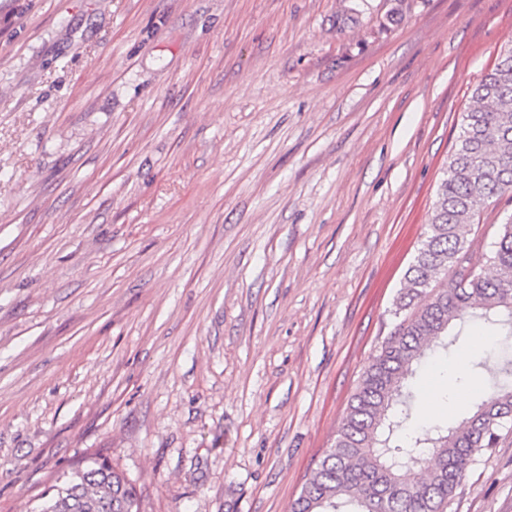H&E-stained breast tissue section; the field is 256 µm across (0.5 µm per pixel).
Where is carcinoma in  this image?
Here are the masks:
<instances>
[{"mask_svg": "<svg viewBox=\"0 0 512 512\" xmlns=\"http://www.w3.org/2000/svg\"><path fill=\"white\" fill-rule=\"evenodd\" d=\"M512 194V46L469 91L437 200L396 302L402 315L372 355L329 448L289 512H448L468 467L512 431V216L480 252L472 226L494 197ZM422 296L418 308L412 300ZM479 324L499 351H474L463 380L487 378L473 411L421 432L414 427L420 367L455 350ZM30 512H141L135 486L102 452L64 471Z\"/></svg>", "mask_w": 512, "mask_h": 512, "instance_id": "carcinoma-1", "label": "carcinoma"}]
</instances>
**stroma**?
<instances>
[{"instance_id":"35a3bbf8","label":"stroma","mask_w":512,"mask_h":512,"mask_svg":"<svg viewBox=\"0 0 512 512\" xmlns=\"http://www.w3.org/2000/svg\"><path fill=\"white\" fill-rule=\"evenodd\" d=\"M511 41L512 0H0V512L99 449L144 512H289ZM448 512H512V433Z\"/></svg>"}]
</instances>
